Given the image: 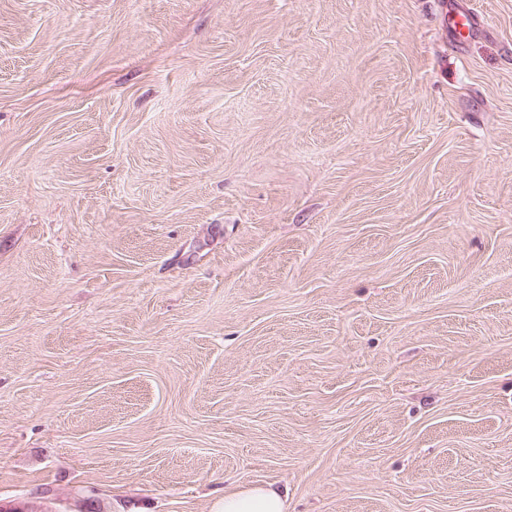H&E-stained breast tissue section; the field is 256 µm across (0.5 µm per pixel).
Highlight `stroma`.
I'll return each instance as SVG.
<instances>
[{
	"label": "stroma",
	"instance_id": "obj_1",
	"mask_svg": "<svg viewBox=\"0 0 512 512\" xmlns=\"http://www.w3.org/2000/svg\"><path fill=\"white\" fill-rule=\"evenodd\" d=\"M257 486L512 512V0H0V498Z\"/></svg>",
	"mask_w": 512,
	"mask_h": 512
}]
</instances>
